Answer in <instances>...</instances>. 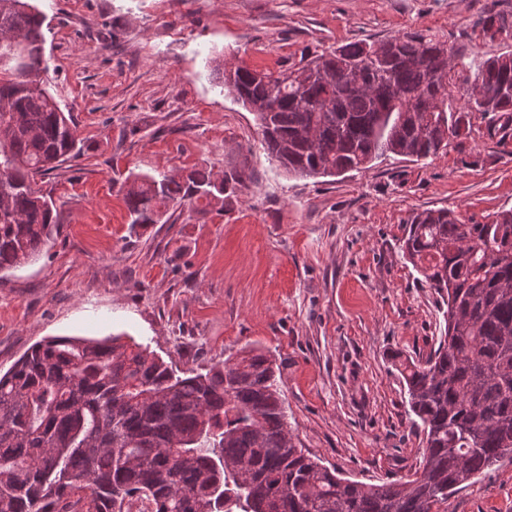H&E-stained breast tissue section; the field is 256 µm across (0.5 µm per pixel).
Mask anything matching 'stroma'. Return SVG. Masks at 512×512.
Masks as SVG:
<instances>
[{
  "mask_svg": "<svg viewBox=\"0 0 512 512\" xmlns=\"http://www.w3.org/2000/svg\"><path fill=\"white\" fill-rule=\"evenodd\" d=\"M43 75L84 150L39 181L62 224L36 261L0 273V373L53 336L126 335L180 370L242 349L279 371L297 447L342 477L405 476L425 446L396 368L427 355L445 307L401 251L413 212L488 222L512 208V155L475 120L461 147L424 161L301 178L261 144L252 112L214 70H278L346 43L421 31L478 63L487 4L512 0H34ZM244 174L224 211L131 231L128 178ZM512 512V462L448 500Z\"/></svg>",
  "mask_w": 512,
  "mask_h": 512,
  "instance_id": "stroma-1",
  "label": "stroma"
}]
</instances>
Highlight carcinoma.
Returning a JSON list of instances; mask_svg holds the SVG:
<instances>
[{
	"label": "carcinoma",
	"mask_w": 512,
	"mask_h": 512,
	"mask_svg": "<svg viewBox=\"0 0 512 512\" xmlns=\"http://www.w3.org/2000/svg\"><path fill=\"white\" fill-rule=\"evenodd\" d=\"M45 16L31 0H0V34L22 51L0 65V272L35 261L59 228L37 178L78 157L82 140L41 70ZM490 41L512 38V14L489 11ZM356 41L276 72L237 73L262 145L295 176L413 162L462 145L482 118L512 126V53L484 60L476 94L451 103L464 48L410 31ZM193 168L133 179V227L175 224L183 207L224 205L227 183ZM401 249L447 304L444 336L401 364L425 449L418 467L367 484L296 447L273 361L244 350L204 373H177L148 348L114 336H54L0 373V512H440L487 470L512 462V209L468 224L450 209L413 213Z\"/></svg>",
	"instance_id": "1"
}]
</instances>
